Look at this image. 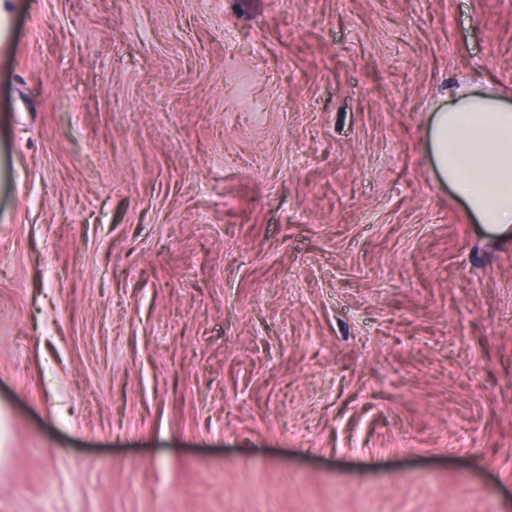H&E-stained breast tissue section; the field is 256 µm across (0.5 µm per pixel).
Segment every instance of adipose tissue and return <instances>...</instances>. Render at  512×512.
<instances>
[{
  "instance_id": "ef3b65f1",
  "label": "adipose tissue",
  "mask_w": 512,
  "mask_h": 512,
  "mask_svg": "<svg viewBox=\"0 0 512 512\" xmlns=\"http://www.w3.org/2000/svg\"><path fill=\"white\" fill-rule=\"evenodd\" d=\"M427 151L476 223L512 227V103L493 89L458 85L429 116Z\"/></svg>"
}]
</instances>
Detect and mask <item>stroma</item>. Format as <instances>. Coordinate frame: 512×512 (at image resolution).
Instances as JSON below:
<instances>
[{
  "label": "stroma",
  "mask_w": 512,
  "mask_h": 512,
  "mask_svg": "<svg viewBox=\"0 0 512 512\" xmlns=\"http://www.w3.org/2000/svg\"><path fill=\"white\" fill-rule=\"evenodd\" d=\"M462 82L512 0H0V512H512Z\"/></svg>",
  "instance_id": "obj_1"
}]
</instances>
